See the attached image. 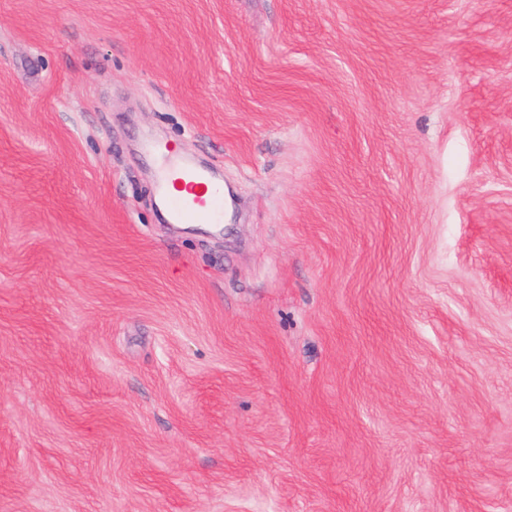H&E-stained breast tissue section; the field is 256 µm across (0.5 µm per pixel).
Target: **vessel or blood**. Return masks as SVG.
Here are the masks:
<instances>
[{"label":"vessel or blood","mask_w":512,"mask_h":512,"mask_svg":"<svg viewBox=\"0 0 512 512\" xmlns=\"http://www.w3.org/2000/svg\"><path fill=\"white\" fill-rule=\"evenodd\" d=\"M149 150L160 161L158 188L172 223H223L224 186L219 180L183 160L170 146L153 144Z\"/></svg>","instance_id":"obj_1"}]
</instances>
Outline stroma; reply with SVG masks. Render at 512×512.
I'll return each instance as SVG.
<instances>
[{
  "mask_svg": "<svg viewBox=\"0 0 512 512\" xmlns=\"http://www.w3.org/2000/svg\"><path fill=\"white\" fill-rule=\"evenodd\" d=\"M0 512H512V0H0ZM149 150L161 161L158 188L173 224H224V186L219 180L168 145L152 144Z\"/></svg>",
  "mask_w": 512,
  "mask_h": 512,
  "instance_id": "35a3bbf8",
  "label": "stroma"
}]
</instances>
